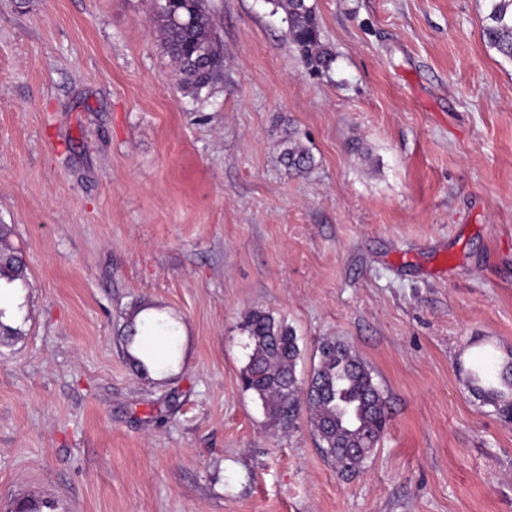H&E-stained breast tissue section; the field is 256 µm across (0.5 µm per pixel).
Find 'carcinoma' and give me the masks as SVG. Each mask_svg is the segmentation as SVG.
<instances>
[{
  "label": "carcinoma",
  "mask_w": 512,
  "mask_h": 512,
  "mask_svg": "<svg viewBox=\"0 0 512 512\" xmlns=\"http://www.w3.org/2000/svg\"><path fill=\"white\" fill-rule=\"evenodd\" d=\"M273 12L283 10L286 37L304 60L309 72H330L336 54L322 42L314 6L309 0H267ZM155 21L169 55L177 63L179 84L197 94L224 79V54L219 46L207 0H162ZM487 48L512 59V0H487L482 20ZM281 163L296 174L314 165L309 151L288 138ZM24 278V266L11 252L0 232V281ZM242 329L251 346L242 370L245 390L253 392L276 417L299 404L318 439L324 457L342 473L360 469L371 456L387 422L385 398L371 370L344 343L327 339L319 346V362L307 389L296 375L300 356L294 329L263 310H252ZM474 393L499 405L512 403V358L499 365L494 380L477 385Z\"/></svg>",
  "instance_id": "obj_1"
}]
</instances>
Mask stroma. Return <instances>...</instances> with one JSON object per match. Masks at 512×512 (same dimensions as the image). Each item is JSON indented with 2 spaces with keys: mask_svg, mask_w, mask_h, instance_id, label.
<instances>
[{
  "mask_svg": "<svg viewBox=\"0 0 512 512\" xmlns=\"http://www.w3.org/2000/svg\"><path fill=\"white\" fill-rule=\"evenodd\" d=\"M209 0L224 81L174 76L152 0H0V512H512V61L485 0ZM315 158L281 165L287 137ZM153 315L124 345L127 314ZM254 309L372 369L387 427L340 474L241 382ZM273 12L286 14V37L313 74L329 73L336 63V54L322 42L315 8L309 0H268ZM0 288L2 280L11 284L16 280L24 278V266L11 252V248L7 245V240L4 230V224H0ZM472 390L491 403L509 405L512 401V357L495 370L493 381L486 386L475 385Z\"/></svg>",
  "mask_w": 512,
  "mask_h": 512,
  "instance_id": "stroma-1",
  "label": "stroma"
}]
</instances>
